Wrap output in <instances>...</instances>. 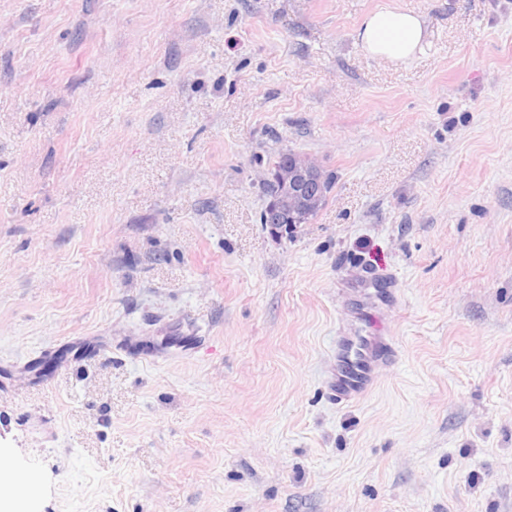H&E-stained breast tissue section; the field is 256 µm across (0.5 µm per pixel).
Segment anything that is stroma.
Wrapping results in <instances>:
<instances>
[{
    "instance_id": "stroma-1",
    "label": "stroma",
    "mask_w": 512,
    "mask_h": 512,
    "mask_svg": "<svg viewBox=\"0 0 512 512\" xmlns=\"http://www.w3.org/2000/svg\"><path fill=\"white\" fill-rule=\"evenodd\" d=\"M282 150L333 177L287 234ZM0 448L35 512H512V0H0ZM425 38L422 17L413 12L378 10L363 20L358 39L373 59L404 64L420 50ZM363 295L338 336L332 353L329 394L338 403L366 395L381 369L395 359L393 336L382 325L376 312L395 297L397 284L391 280L364 278L356 285Z\"/></svg>"
}]
</instances>
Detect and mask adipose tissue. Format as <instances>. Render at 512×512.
Here are the masks:
<instances>
[{"label":"adipose tissue","instance_id":"1","mask_svg":"<svg viewBox=\"0 0 512 512\" xmlns=\"http://www.w3.org/2000/svg\"><path fill=\"white\" fill-rule=\"evenodd\" d=\"M425 38L424 22L413 12L378 10L363 20L358 39L373 59L403 64L412 59Z\"/></svg>","mask_w":512,"mask_h":512}]
</instances>
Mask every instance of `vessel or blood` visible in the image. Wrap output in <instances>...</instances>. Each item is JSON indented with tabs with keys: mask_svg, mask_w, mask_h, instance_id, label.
<instances>
[{
	"mask_svg": "<svg viewBox=\"0 0 512 512\" xmlns=\"http://www.w3.org/2000/svg\"><path fill=\"white\" fill-rule=\"evenodd\" d=\"M358 288L363 295L336 340L332 354L329 394L339 403L366 395L374 386L381 369L395 358L393 338L377 317L380 305L397 293L391 280L363 279Z\"/></svg>",
	"mask_w": 512,
	"mask_h": 512,
	"instance_id": "vessel-or-blood-1",
	"label": "vessel or blood"
}]
</instances>
